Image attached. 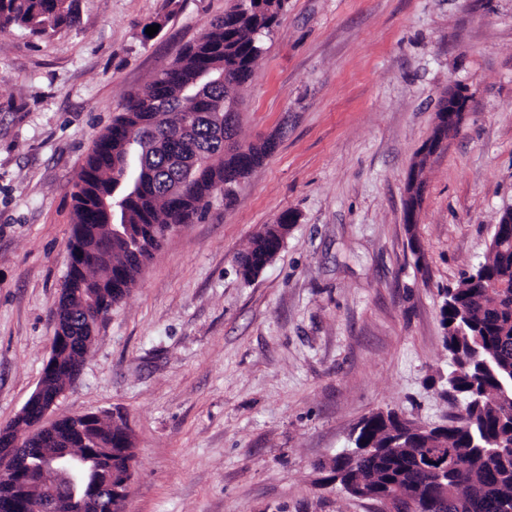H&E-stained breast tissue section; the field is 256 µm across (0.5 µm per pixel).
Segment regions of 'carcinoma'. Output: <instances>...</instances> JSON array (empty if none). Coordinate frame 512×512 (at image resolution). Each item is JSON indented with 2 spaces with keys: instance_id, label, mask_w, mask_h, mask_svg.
Instances as JSON below:
<instances>
[{
  "instance_id": "cac0c4a2",
  "label": "carcinoma",
  "mask_w": 512,
  "mask_h": 512,
  "mask_svg": "<svg viewBox=\"0 0 512 512\" xmlns=\"http://www.w3.org/2000/svg\"><path fill=\"white\" fill-rule=\"evenodd\" d=\"M77 0H0V34L21 29L44 35L76 19ZM286 0H238L224 16L147 88L127 98L112 124L86 157L76 183L75 223L69 244L88 256L83 271L67 270L56 310L80 313V302L95 296L108 313L135 284L153 252L162 247L169 224H190L217 194L233 201L224 187L245 177L273 150L264 140L241 155L225 149L226 107L251 79L263 38L279 24ZM296 216L283 212L277 223L256 235L240 259V274L256 277L282 248ZM128 224L143 244L107 247L111 224ZM448 310H440L443 342L455 366L445 394L459 413L448 425L421 428L378 411L363 421L358 440L373 452L344 470L341 486L384 492L395 485L407 497L428 499L432 512H512V241H497L485 260L446 288ZM80 352L60 349L58 373L46 389H61L67 368ZM405 437L403 447L391 443ZM444 449L454 463L445 495L429 484L425 455Z\"/></svg>"
}]
</instances>
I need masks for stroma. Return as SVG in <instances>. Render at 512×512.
<instances>
[{"label":"stroma","instance_id":"35a3bbf8","mask_svg":"<svg viewBox=\"0 0 512 512\" xmlns=\"http://www.w3.org/2000/svg\"><path fill=\"white\" fill-rule=\"evenodd\" d=\"M78 3L75 26L0 34V428L51 353L86 155L232 0ZM452 88L468 110L410 227L406 180ZM239 111L240 141L278 130L275 151L156 253L54 413L126 421V512H376L329 465L373 411L455 412L439 290L512 206V0H288ZM287 210L244 280L239 256ZM295 221V214L285 211L276 224L268 225L263 232L253 238L250 247L240 259V274L244 280L249 281L256 277L279 253L288 227Z\"/></svg>","mask_w":512,"mask_h":512}]
</instances>
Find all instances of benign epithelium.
<instances>
[{"label":"benign epithelium","mask_w":512,"mask_h":512,"mask_svg":"<svg viewBox=\"0 0 512 512\" xmlns=\"http://www.w3.org/2000/svg\"><path fill=\"white\" fill-rule=\"evenodd\" d=\"M467 100L460 90H450L441 100L437 124L423 152L431 154L442 147L447 133L454 130L466 112ZM64 392L48 396L44 383H38L20 411V416L32 421L25 437L12 438L0 434V479L24 488V494L0 503V512H70L77 495L86 493L88 512L97 508L101 495H106L114 512H125L129 489L134 476L131 454L134 452L132 433L121 420H109L112 429L122 437V447L112 449L108 479L92 487L84 483L81 466L96 458L97 449L86 448L75 453L60 448L61 435L70 417L48 419ZM449 459L436 451L433 465L428 467L430 482L438 485L445 480ZM360 499L370 500L377 512H390L395 494L376 495L367 490L357 492Z\"/></svg>","instance_id":"1"}]
</instances>
